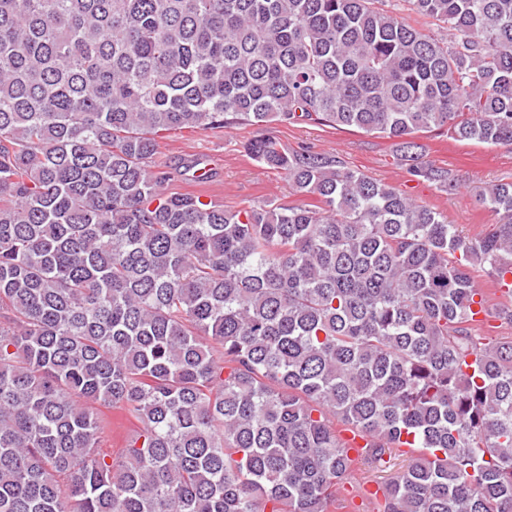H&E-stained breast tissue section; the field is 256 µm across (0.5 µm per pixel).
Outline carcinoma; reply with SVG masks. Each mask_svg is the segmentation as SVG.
<instances>
[{
    "mask_svg": "<svg viewBox=\"0 0 512 512\" xmlns=\"http://www.w3.org/2000/svg\"><path fill=\"white\" fill-rule=\"evenodd\" d=\"M512 146V0H0V512H512V181L477 236L268 125ZM253 126L316 206L169 192L160 134ZM204 161L180 173L203 180ZM138 424L102 447L104 410ZM395 449L386 451L384 460L387 464L358 462L350 481L341 489V497L345 501L342 511L334 512H377L376 497H381L379 488L395 477L409 463V456L401 455ZM378 492L377 496L375 493Z\"/></svg>",
    "mask_w": 512,
    "mask_h": 512,
    "instance_id": "cac0c4a2",
    "label": "carcinoma"
}]
</instances>
